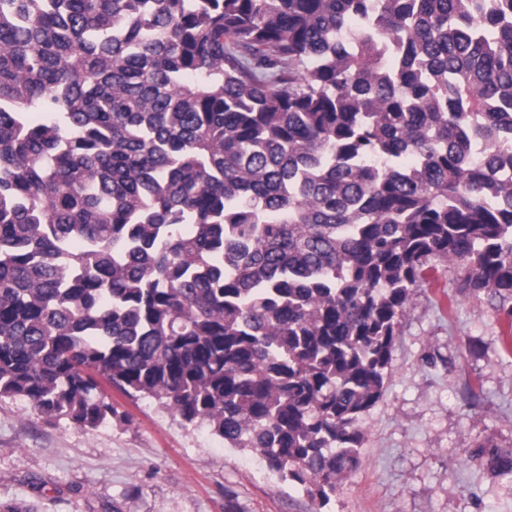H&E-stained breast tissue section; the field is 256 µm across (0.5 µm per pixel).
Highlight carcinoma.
<instances>
[{"label":"carcinoma","instance_id":"carcinoma-1","mask_svg":"<svg viewBox=\"0 0 512 512\" xmlns=\"http://www.w3.org/2000/svg\"><path fill=\"white\" fill-rule=\"evenodd\" d=\"M433 259L512 320V0H0V398L324 506Z\"/></svg>","mask_w":512,"mask_h":512}]
</instances>
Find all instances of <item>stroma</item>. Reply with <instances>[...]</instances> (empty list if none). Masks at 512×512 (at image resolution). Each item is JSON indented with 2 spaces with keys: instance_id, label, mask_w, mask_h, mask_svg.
Returning a JSON list of instances; mask_svg holds the SVG:
<instances>
[{
  "instance_id": "35a3bbf8",
  "label": "stroma",
  "mask_w": 512,
  "mask_h": 512,
  "mask_svg": "<svg viewBox=\"0 0 512 512\" xmlns=\"http://www.w3.org/2000/svg\"><path fill=\"white\" fill-rule=\"evenodd\" d=\"M403 321L360 463L326 506L259 458L153 400L83 429L0 400V503L32 512H512V478L472 459L512 448V320L435 262ZM476 400H469L468 390Z\"/></svg>"
}]
</instances>
